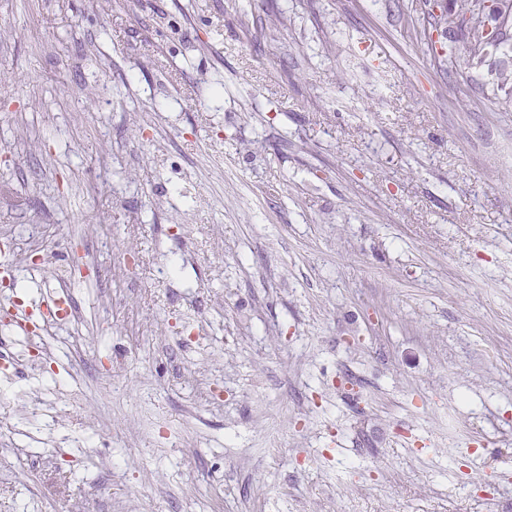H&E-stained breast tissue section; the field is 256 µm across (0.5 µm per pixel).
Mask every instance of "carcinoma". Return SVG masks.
I'll use <instances>...</instances> for the list:
<instances>
[{
	"label": "carcinoma",
	"instance_id": "obj_1",
	"mask_svg": "<svg viewBox=\"0 0 512 512\" xmlns=\"http://www.w3.org/2000/svg\"><path fill=\"white\" fill-rule=\"evenodd\" d=\"M447 10L454 14L458 26H469L467 43L472 61L496 54L512 39L509 35L501 39L497 33L483 35L485 22H494L504 11L512 15V0H448Z\"/></svg>",
	"mask_w": 512,
	"mask_h": 512
}]
</instances>
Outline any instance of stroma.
Listing matches in <instances>:
<instances>
[{
  "label": "stroma",
  "mask_w": 512,
  "mask_h": 512,
  "mask_svg": "<svg viewBox=\"0 0 512 512\" xmlns=\"http://www.w3.org/2000/svg\"><path fill=\"white\" fill-rule=\"evenodd\" d=\"M427 13L0 0V244L84 338L0 320V512H512V83Z\"/></svg>",
  "instance_id": "35a3bbf8"
}]
</instances>
